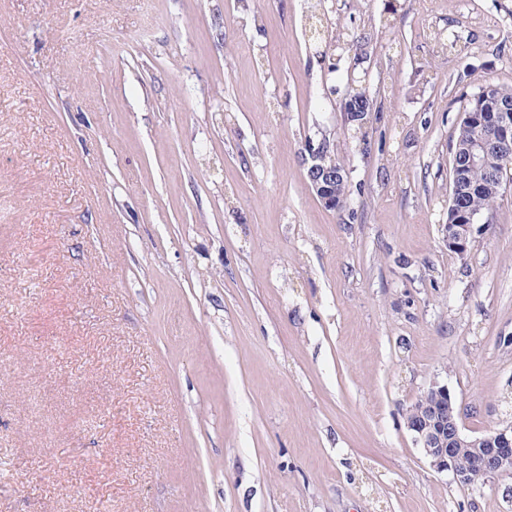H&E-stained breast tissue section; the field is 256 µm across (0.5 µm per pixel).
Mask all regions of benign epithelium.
Here are the masks:
<instances>
[{
  "instance_id": "7a95c632",
  "label": "benign epithelium",
  "mask_w": 512,
  "mask_h": 512,
  "mask_svg": "<svg viewBox=\"0 0 512 512\" xmlns=\"http://www.w3.org/2000/svg\"><path fill=\"white\" fill-rule=\"evenodd\" d=\"M368 112V96L345 95L343 119L346 123H362ZM494 128L482 131L463 149V168L485 166L489 158L498 156L501 165L512 164V113H494ZM308 177L316 197L329 210L343 207L348 173L337 163L334 147L326 138L306 145ZM448 250L464 256L476 232L475 219L462 215L456 206H448V223L443 225ZM423 405L417 417L406 423L414 440L423 449L430 464L439 471L452 472L463 488L474 483V476L491 477L505 474L502 466L512 459V431L498 430L493 436L469 439L461 431L454 397L448 384L433 381L422 393ZM474 449L473 466L467 470L456 467L462 449Z\"/></svg>"
}]
</instances>
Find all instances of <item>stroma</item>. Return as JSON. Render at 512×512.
<instances>
[{
	"mask_svg": "<svg viewBox=\"0 0 512 512\" xmlns=\"http://www.w3.org/2000/svg\"><path fill=\"white\" fill-rule=\"evenodd\" d=\"M316 1L0 0V512H512L405 424L435 380L512 421V183L443 242L512 0H320L321 43ZM353 85L354 87L350 86ZM348 86L350 88V92L356 95L345 94L344 98V109H343V119L345 123H358L362 124V121L365 119V116L368 112V96L366 93V89L363 88L361 84H351ZM363 94V95H361ZM308 177L316 197L329 210L343 207L346 198L348 173L338 164L334 146L329 139H320L316 144L311 140L306 145ZM345 187L342 192L340 189ZM475 218L462 215L455 205L448 206V224H444V237L448 250L459 256H464L475 232Z\"/></svg>",
	"mask_w": 512,
	"mask_h": 512,
	"instance_id": "stroma-1",
	"label": "stroma"
}]
</instances>
